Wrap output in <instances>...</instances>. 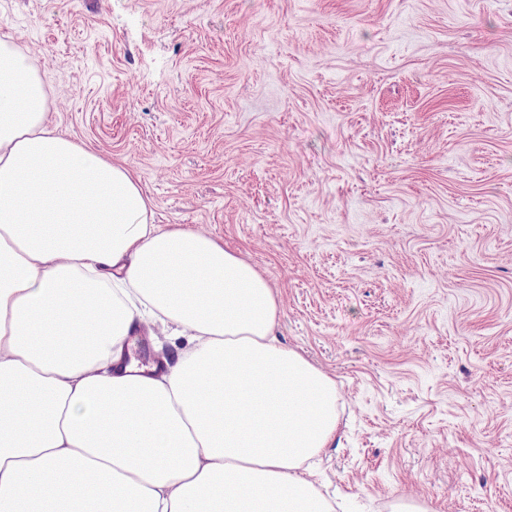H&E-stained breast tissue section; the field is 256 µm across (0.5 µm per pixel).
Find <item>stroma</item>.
I'll return each instance as SVG.
<instances>
[{
	"mask_svg": "<svg viewBox=\"0 0 512 512\" xmlns=\"http://www.w3.org/2000/svg\"><path fill=\"white\" fill-rule=\"evenodd\" d=\"M59 130L278 288L322 492L512 512V0H0Z\"/></svg>",
	"mask_w": 512,
	"mask_h": 512,
	"instance_id": "1",
	"label": "stroma"
}]
</instances>
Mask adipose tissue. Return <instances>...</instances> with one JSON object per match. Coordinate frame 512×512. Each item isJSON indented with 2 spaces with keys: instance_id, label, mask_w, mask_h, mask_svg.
<instances>
[{
  "instance_id": "obj_1",
  "label": "adipose tissue",
  "mask_w": 512,
  "mask_h": 512,
  "mask_svg": "<svg viewBox=\"0 0 512 512\" xmlns=\"http://www.w3.org/2000/svg\"><path fill=\"white\" fill-rule=\"evenodd\" d=\"M219 240L155 222L126 166L54 126L0 39V512H333L311 461L335 381ZM156 319L186 351L130 357Z\"/></svg>"
}]
</instances>
